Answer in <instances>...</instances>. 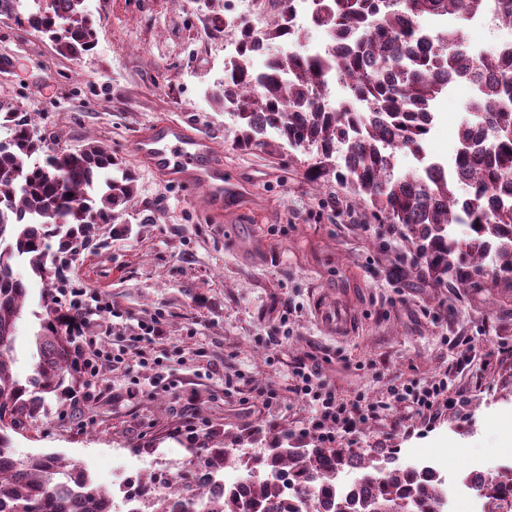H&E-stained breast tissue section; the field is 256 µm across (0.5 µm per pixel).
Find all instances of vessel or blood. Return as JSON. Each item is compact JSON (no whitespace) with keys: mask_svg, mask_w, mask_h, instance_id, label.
<instances>
[{"mask_svg":"<svg viewBox=\"0 0 512 512\" xmlns=\"http://www.w3.org/2000/svg\"><path fill=\"white\" fill-rule=\"evenodd\" d=\"M132 153L164 177L203 189L212 199L224 202L237 193L235 183L212 161V143L201 133L168 120L155 122L130 140ZM317 314L329 329L344 334L350 324L346 308L319 306Z\"/></svg>","mask_w":512,"mask_h":512,"instance_id":"obj_1","label":"vessel or blood"}]
</instances>
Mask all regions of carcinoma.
Masks as SVG:
<instances>
[{"label":"carcinoma","instance_id":"carcinoma-1","mask_svg":"<svg viewBox=\"0 0 512 512\" xmlns=\"http://www.w3.org/2000/svg\"><path fill=\"white\" fill-rule=\"evenodd\" d=\"M293 0H273L275 18L264 26L268 43L300 40L290 23ZM0 0V13L13 15L47 36L57 52L78 57L96 45L95 21L84 0ZM481 11L512 24V0H313V24L332 44L327 56L295 50L253 66V28L240 22L224 28L213 12L214 28L238 43L225 65L222 88L207 100L230 108L241 127L240 144L265 146L268 132L296 150H316L304 170L318 183L330 174L359 197L377 224H394L415 245L416 263L438 282L443 278L477 286L487 275L483 264L495 250L493 277L512 282V50L470 53L459 24ZM423 15H451L458 26L431 45L418 24ZM350 87V102L333 108L330 73ZM457 78L475 82L477 94L466 106L469 118L457 132L453 170L426 178L397 174L401 152L423 156L431 130L424 116ZM0 512H112V491L98 485L80 463L55 454L17 457L11 433L37 420L48 395L68 387L73 369L66 337L57 318L36 336L38 360L29 392L13 373V340L27 296L15 273L26 263L47 286L59 269L50 241L66 251L96 234L101 224H124L136 198V177L97 140L78 148L45 151L47 138L27 112L0 103ZM347 151L351 163L338 162ZM468 185L462 202L458 183ZM465 224L458 240L449 227ZM288 433H271L268 447L255 455L238 448L239 437H225L222 448H198L173 475L139 477L138 512H439L435 477L415 468L392 467L388 452H361L349 446H284ZM233 464L253 475L249 488L205 496L203 479ZM360 471L361 484L344 495L340 474ZM489 507L512 512V469L478 485Z\"/></svg>","mask_w":512,"mask_h":512}]
</instances>
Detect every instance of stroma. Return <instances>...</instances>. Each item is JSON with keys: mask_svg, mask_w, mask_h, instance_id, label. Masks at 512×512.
I'll use <instances>...</instances> for the list:
<instances>
[{"mask_svg": "<svg viewBox=\"0 0 512 512\" xmlns=\"http://www.w3.org/2000/svg\"><path fill=\"white\" fill-rule=\"evenodd\" d=\"M84 6L97 21V45L76 59L0 15V102L31 112L48 140L105 143L135 172L138 194L124 232L104 227L67 269L71 287L110 299L123 316L109 328L94 398L47 397V413L14 435V453L60 455L108 486L117 462L132 478L172 473L191 450L222 446L232 434L244 436L252 454L274 427L294 442L311 418L287 390L293 366L304 361L337 397L380 405L352 435L355 447L435 459L455 475L512 468V286L436 284L413 271V246L382 235L335 178H304L313 153L239 147L234 117L204 98L223 80L228 52L202 0ZM474 94L462 82L437 98L441 118L428 156L453 161ZM164 118L210 138L214 161L237 183L233 206L219 207L129 154V138ZM16 270L28 295L13 369L25 384L47 314L42 281L25 265ZM321 302L352 310L347 334L322 327ZM153 315L163 335L142 342L141 356L124 353L131 330ZM464 338L483 353L481 363L458 367ZM442 375L465 408L443 410L434 427L391 396ZM267 387L278 391L273 424L255 400ZM397 415L413 432L394 426ZM190 421L199 440L181 433Z\"/></svg>", "mask_w": 512, "mask_h": 512, "instance_id": "35a3bbf8", "label": "stroma"}]
</instances>
